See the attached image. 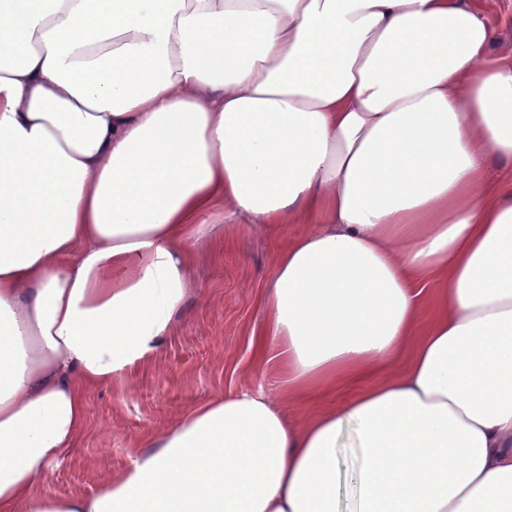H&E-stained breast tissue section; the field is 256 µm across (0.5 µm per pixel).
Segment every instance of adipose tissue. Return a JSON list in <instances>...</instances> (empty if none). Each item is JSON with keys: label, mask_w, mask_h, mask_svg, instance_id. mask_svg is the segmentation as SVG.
<instances>
[{"label": "adipose tissue", "mask_w": 512, "mask_h": 512, "mask_svg": "<svg viewBox=\"0 0 512 512\" xmlns=\"http://www.w3.org/2000/svg\"><path fill=\"white\" fill-rule=\"evenodd\" d=\"M464 0H0V512H512V58ZM278 251L264 389L42 488L237 217ZM357 463L339 468L340 451ZM362 386V381L343 380L337 382L336 386L323 389L310 397L289 401L285 404V410L289 415L301 416L307 412L338 404L353 396Z\"/></svg>", "instance_id": "ef3b65f1"}]
</instances>
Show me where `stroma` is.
I'll return each instance as SVG.
<instances>
[{"mask_svg": "<svg viewBox=\"0 0 512 512\" xmlns=\"http://www.w3.org/2000/svg\"><path fill=\"white\" fill-rule=\"evenodd\" d=\"M493 32L492 51L512 53V0H471ZM300 225L266 229L242 225L231 240L221 235L196 244L192 274L197 291L163 346L131 376L90 392L79 444L48 469L46 487L60 496L92 494L105 475L132 464L149 432L218 395L264 387L279 394L280 379L254 361V335L264 313L259 296L272 282L277 249ZM360 381L343 380L310 397L288 402L289 415L326 408L353 396Z\"/></svg>", "mask_w": 512, "mask_h": 512, "instance_id": "obj_1", "label": "stroma"}]
</instances>
